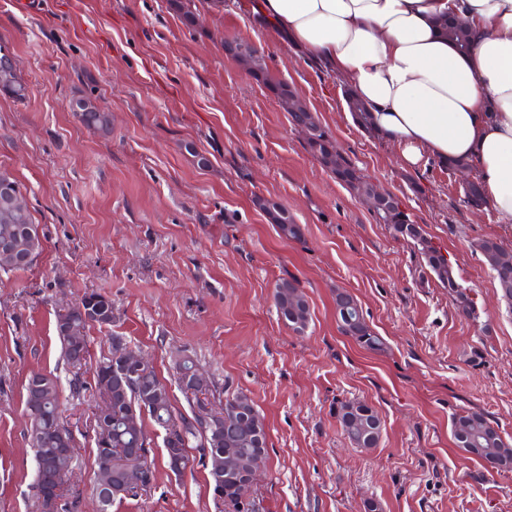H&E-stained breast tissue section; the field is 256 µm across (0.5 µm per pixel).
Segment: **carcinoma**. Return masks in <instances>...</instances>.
<instances>
[{"label": "carcinoma", "instance_id": "carcinoma-1", "mask_svg": "<svg viewBox=\"0 0 512 512\" xmlns=\"http://www.w3.org/2000/svg\"><path fill=\"white\" fill-rule=\"evenodd\" d=\"M444 26L448 37L456 42L458 48L466 50L468 42L464 28L452 21L445 22ZM272 89L286 112L299 114L305 123L315 128L320 127L314 114L288 89V86L276 83ZM346 99L353 120L366 131H371L370 119L362 105L349 95ZM77 117L88 127L102 129L109 124L106 112L97 106L90 112L78 113ZM306 143L326 168L340 176L342 182L356 192L359 193L368 187V184L356 175L354 167L338 151L325 131L307 137ZM464 196L465 203L469 206L479 207L480 200L483 199L481 183H467ZM268 214L272 223L277 225L280 236L289 240L301 237L300 226L288 216L287 211L274 205ZM378 221L392 225L400 233L406 232V240L421 256L424 268L434 274L442 287L448 289V295L455 301L458 311L467 317L474 314L473 301L466 289L457 282L448 260L425 236L423 228L412 223L399 201H392L389 211L381 213ZM18 234L28 235L36 241L40 239L38 225L34 224L31 214H26L22 220L14 224L0 222V241L7 235L14 238ZM477 247L485 263L490 265V269L495 273L501 298L512 306V286L503 287L499 270L490 261V255L503 250V247L490 238L480 240ZM83 299L95 301V305L100 308L101 318L97 321L98 325L112 324L110 297L93 291L85 294ZM306 302L305 294L293 281L284 280L277 284L274 290V303L280 317L296 331L304 329L309 322L310 308L306 306ZM89 327L90 324L82 321L79 314L73 310L61 308L56 311L55 330L61 340L67 364L75 369L70 380V390L78 396L92 388L97 396L103 397L109 393L112 384V358L105 357L96 364L91 384L83 379L81 373L90 359L87 337ZM340 330L367 349L378 350L383 346L382 339L364 322L342 325ZM180 391L192 409L190 420L175 413L168 386L159 379L153 366L145 367L138 376L136 385L128 388L127 393L116 401L109 411L95 417V463L98 464L116 455L151 451V439L143 425V415L147 414L164 431L163 446L170 471L177 473L178 459L189 460V448L195 446L203 451L209 450L208 462L203 464V467L208 470L212 484L215 485L217 480H222L223 504L230 507V512H243L237 499V481L247 470L255 449L254 435L257 430L263 428V424L254 417L246 421L239 419L224 427L222 442L213 443L205 438V427L199 413L208 408L218 415H224V419L227 420L233 415L235 403L241 401L252 405L254 401L244 392L221 399L215 395L209 398L203 391L190 393L183 387ZM24 406L28 418L27 436L32 448L35 449L37 461L33 487L52 486L58 490L59 498L66 499L62 504V512H77L81 493L64 486V476L67 467L73 461V455H61L56 448L58 432L68 431L67 423L62 416L61 391L57 379L41 372H32L24 385ZM336 415L348 439H356L357 430L350 419L348 402H339ZM451 430L456 445L465 453L480 461L492 462L498 470H512V444L504 440L484 413L469 410L455 415Z\"/></svg>", "mask_w": 512, "mask_h": 512}]
</instances>
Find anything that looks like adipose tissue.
Segmentation results:
<instances>
[{
    "label": "adipose tissue",
    "instance_id": "obj_1",
    "mask_svg": "<svg viewBox=\"0 0 512 512\" xmlns=\"http://www.w3.org/2000/svg\"><path fill=\"white\" fill-rule=\"evenodd\" d=\"M257 11L336 74L403 166L468 164L512 224V0H259ZM447 17L469 30L467 52L439 29Z\"/></svg>",
    "mask_w": 512,
    "mask_h": 512
}]
</instances>
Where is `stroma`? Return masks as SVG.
<instances>
[{"instance_id": "obj_1", "label": "stroma", "mask_w": 512, "mask_h": 512, "mask_svg": "<svg viewBox=\"0 0 512 512\" xmlns=\"http://www.w3.org/2000/svg\"><path fill=\"white\" fill-rule=\"evenodd\" d=\"M186 24L172 0H40L38 13L0 0V45L25 87L0 89V168L27 191L41 248L0 272V512H36L24 384L57 377L75 441L80 512H97L94 403L73 398L55 311L86 292L112 300V324L88 331L91 356L113 337L148 357L173 386L192 358L220 396L245 392L263 417L268 462L254 497L262 512H512V471L453 442L454 414L476 410L512 442V309L477 250L512 252V227L464 201L466 175L436 162L402 168L397 150L358 126L336 76L252 22L257 0H194ZM248 42L269 82L227 50ZM287 83L357 175L392 193L448 258L475 314H459L421 259L378 223L364 197L305 147L270 81ZM94 95L107 130L82 124L74 99ZM207 165H199V156ZM275 202L302 229L278 235ZM296 281L311 318L295 331L274 305ZM349 291L384 345L342 334L336 293ZM380 415L376 447L352 445L336 405ZM156 470L146 495L111 512H218L209 477L167 466L152 420Z\"/></svg>"}]
</instances>
